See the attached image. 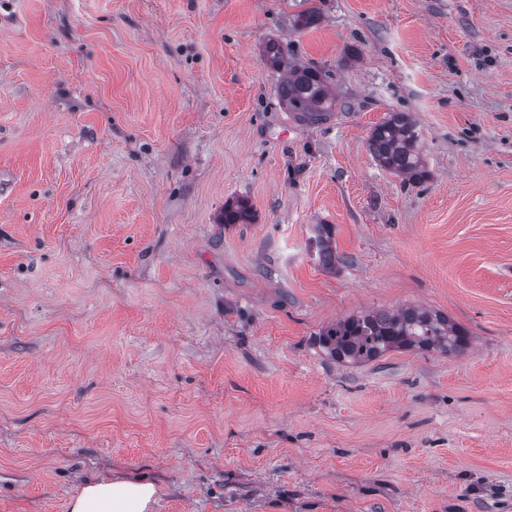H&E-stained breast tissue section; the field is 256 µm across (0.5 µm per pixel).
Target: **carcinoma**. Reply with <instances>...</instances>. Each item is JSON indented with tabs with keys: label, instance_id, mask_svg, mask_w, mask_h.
<instances>
[{
	"label": "carcinoma",
	"instance_id": "carcinoma-1",
	"mask_svg": "<svg viewBox=\"0 0 512 512\" xmlns=\"http://www.w3.org/2000/svg\"><path fill=\"white\" fill-rule=\"evenodd\" d=\"M264 63L282 71L279 97L293 112L319 121L333 111L336 97L318 68L290 62L279 43L270 41ZM368 149L379 165L412 183L427 178L420 132L410 112H391L376 124L368 138ZM250 219V206L240 201L224 207L221 224H244ZM319 260L328 269L336 267V246L327 224L317 225ZM469 333L447 315L423 307L409 306L394 311L364 312L325 327L317 342L338 363L363 364L393 350L457 353L468 345Z\"/></svg>",
	"mask_w": 512,
	"mask_h": 512
}]
</instances>
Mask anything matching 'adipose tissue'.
Listing matches in <instances>:
<instances>
[{"label": "adipose tissue", "mask_w": 512, "mask_h": 512, "mask_svg": "<svg viewBox=\"0 0 512 512\" xmlns=\"http://www.w3.org/2000/svg\"><path fill=\"white\" fill-rule=\"evenodd\" d=\"M157 492L144 477L95 481L72 499L70 512H149Z\"/></svg>", "instance_id": "ef3b65f1"}]
</instances>
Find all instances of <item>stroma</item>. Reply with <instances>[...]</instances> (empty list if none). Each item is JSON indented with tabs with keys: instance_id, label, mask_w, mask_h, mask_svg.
Here are the masks:
<instances>
[{
	"instance_id": "1",
	"label": "stroma",
	"mask_w": 512,
	"mask_h": 512,
	"mask_svg": "<svg viewBox=\"0 0 512 512\" xmlns=\"http://www.w3.org/2000/svg\"><path fill=\"white\" fill-rule=\"evenodd\" d=\"M395 111L424 183L367 148ZM407 305L469 346L316 341ZM136 476L150 512H512V0H0V512ZM264 63L282 71L279 97L293 112L311 121H319L325 112H332L336 97L331 93L325 76L318 68L290 62L279 43L269 41L263 54ZM327 224L317 225V249L319 260L328 269L336 267V244Z\"/></svg>"
}]
</instances>
